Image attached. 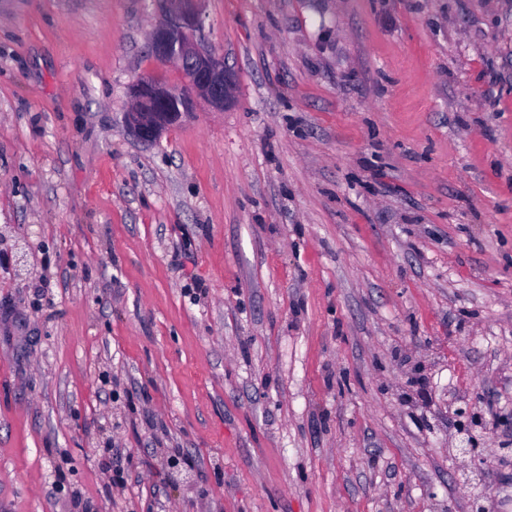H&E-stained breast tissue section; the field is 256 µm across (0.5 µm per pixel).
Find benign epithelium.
I'll return each instance as SVG.
<instances>
[{
	"label": "benign epithelium",
	"mask_w": 512,
	"mask_h": 512,
	"mask_svg": "<svg viewBox=\"0 0 512 512\" xmlns=\"http://www.w3.org/2000/svg\"><path fill=\"white\" fill-rule=\"evenodd\" d=\"M162 21L149 34L157 59L174 64L187 73L186 86L176 91L157 79L141 78L128 88L130 100L126 121L139 138L152 140L195 112L198 104L222 111L234 98V74L224 54L204 47L203 0H157Z\"/></svg>",
	"instance_id": "7a95c632"
}]
</instances>
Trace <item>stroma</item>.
Returning <instances> with one entry per match:
<instances>
[{"instance_id":"35a3bbf8","label":"stroma","mask_w":512,"mask_h":512,"mask_svg":"<svg viewBox=\"0 0 512 512\" xmlns=\"http://www.w3.org/2000/svg\"><path fill=\"white\" fill-rule=\"evenodd\" d=\"M202 11L145 141L155 0H0V512H512V0ZM203 1L157 0L162 21L149 34L151 48L157 59L187 73L186 86L176 91L151 78L130 84L126 121L139 138L156 139L195 112L200 103L224 111L234 98V74L226 66L223 53L204 47L198 39Z\"/></svg>"}]
</instances>
